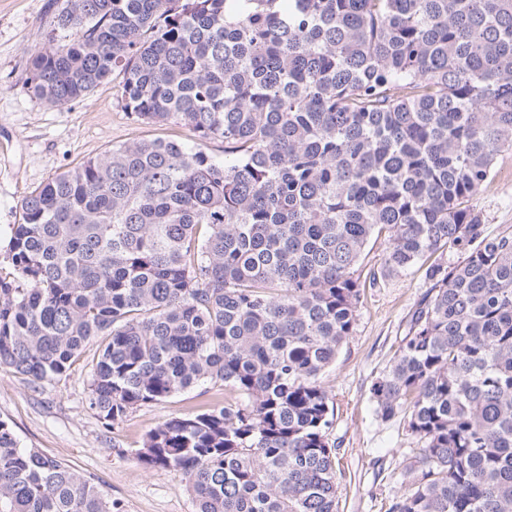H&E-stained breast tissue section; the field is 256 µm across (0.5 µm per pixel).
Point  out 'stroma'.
<instances>
[{
	"instance_id": "35a3bbf8",
	"label": "stroma",
	"mask_w": 512,
	"mask_h": 512,
	"mask_svg": "<svg viewBox=\"0 0 512 512\" xmlns=\"http://www.w3.org/2000/svg\"><path fill=\"white\" fill-rule=\"evenodd\" d=\"M66 5V0H0V253L7 249L12 225L21 220L22 201L50 178L133 139L195 142L188 128L137 122L123 109L115 78L77 103L51 106L33 97L29 58L49 36L71 39V32L52 28ZM472 204L490 235L512 226V151L500 153L493 180ZM429 288L419 266L363 288L355 329L320 377L334 399L329 441L337 453L338 512H386L389 500L409 485L404 423L380 418L371 388L388 371ZM97 348L90 343L65 375L39 387L0 368V418L9 421L24 447L78 469L117 503L119 512H195L182 474L143 468L136 451L161 422L223 406L229 388L205 382L131 410L107 428L89 405Z\"/></svg>"
}]
</instances>
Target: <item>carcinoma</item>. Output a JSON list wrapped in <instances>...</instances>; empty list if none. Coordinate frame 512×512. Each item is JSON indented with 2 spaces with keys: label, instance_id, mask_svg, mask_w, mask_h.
<instances>
[{
  "label": "carcinoma",
  "instance_id": "carcinoma-1",
  "mask_svg": "<svg viewBox=\"0 0 512 512\" xmlns=\"http://www.w3.org/2000/svg\"><path fill=\"white\" fill-rule=\"evenodd\" d=\"M29 61L50 104L120 78L122 143L22 203L0 275V366L34 385L102 336L89 404L109 427L203 382L236 398L136 452L196 512H338L334 401L356 266H426L427 298L372 388L414 447L387 512H512V232L472 198L512 149V0H67ZM224 142V161L205 146ZM457 264L434 258L444 252ZM0 419V512H113Z\"/></svg>",
  "mask_w": 512,
  "mask_h": 512
}]
</instances>
